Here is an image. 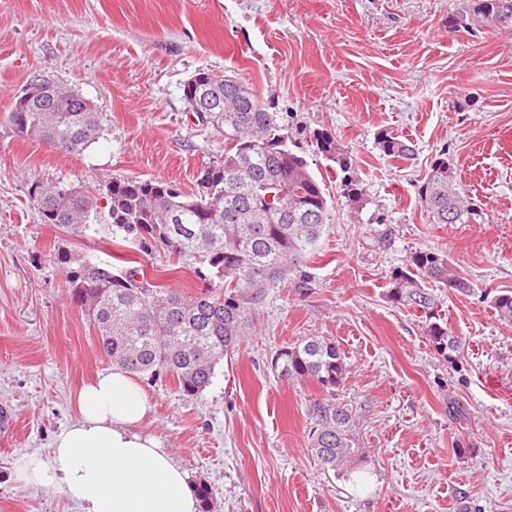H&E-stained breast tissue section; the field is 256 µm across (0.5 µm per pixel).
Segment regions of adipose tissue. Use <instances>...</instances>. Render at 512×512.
I'll return each mask as SVG.
<instances>
[{
  "label": "adipose tissue",
  "mask_w": 512,
  "mask_h": 512,
  "mask_svg": "<svg viewBox=\"0 0 512 512\" xmlns=\"http://www.w3.org/2000/svg\"><path fill=\"white\" fill-rule=\"evenodd\" d=\"M75 411L49 455L17 463V481L61 489L77 512H198L190 475L143 429L149 405L129 373L115 368L83 385Z\"/></svg>",
  "instance_id": "obj_1"
}]
</instances>
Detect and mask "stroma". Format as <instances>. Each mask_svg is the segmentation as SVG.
Instances as JSON below:
<instances>
[{
  "label": "stroma",
  "instance_id": "stroma-1",
  "mask_svg": "<svg viewBox=\"0 0 512 512\" xmlns=\"http://www.w3.org/2000/svg\"><path fill=\"white\" fill-rule=\"evenodd\" d=\"M466 0H0V512H75L58 489L16 482L25 454L48 453L73 423L77 389L110 370L89 318L69 297L56 248L108 262L136 247L42 224L37 179L86 189L157 178L184 191L223 160L224 139L183 97L198 70L237 77L283 116L332 199L331 224L308 256V288L271 291L212 384L183 396L168 377L140 376L143 429L169 448L213 512H512V324L493 298L512 291V30L452 33ZM66 84L101 114L81 155L23 139L5 121L34 77ZM331 132L358 162L363 197L344 198L313 133ZM407 140L412 167L385 157L381 130ZM447 150L470 224H434L418 187ZM445 252L468 281L433 284L459 352L444 357L422 311L393 301L391 276L412 252ZM155 285L202 283L164 255L144 259ZM336 341L347 375L336 390L286 382L281 347ZM347 410L344 463L312 455L317 404Z\"/></svg>",
  "mask_w": 512,
  "mask_h": 512
}]
</instances>
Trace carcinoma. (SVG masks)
<instances>
[{
  "instance_id": "obj_1",
  "label": "carcinoma",
  "mask_w": 512,
  "mask_h": 512,
  "mask_svg": "<svg viewBox=\"0 0 512 512\" xmlns=\"http://www.w3.org/2000/svg\"><path fill=\"white\" fill-rule=\"evenodd\" d=\"M512 26V0H467L448 20V30L467 21ZM40 94L14 100L7 120L22 137L79 155L99 138L100 115L79 93L44 79L29 87ZM184 98L201 97L211 111L197 116L224 137V159L204 168L209 185L193 194L162 179H116L103 193L109 233L145 256L161 251L205 282L194 295L152 284L143 266H118L65 249L54 262L65 271L71 300L89 317L100 351L112 366L152 377L165 375L180 392L195 397L209 387L224 356L235 351L245 329L271 291L290 280L308 286L307 254L329 224L332 204L305 156L288 148L280 113L271 112L241 82L201 70L183 85ZM318 153L336 165L345 198L362 197L351 152L326 130L313 133ZM376 144L387 157L407 164L414 149L389 130ZM28 196L43 223L82 235L91 229L98 197L63 181L34 180ZM433 224H469L479 211L461 196L446 153L436 157L418 189ZM465 290L467 281L444 254L419 250L406 269L391 276L389 295L425 313V333L441 354L460 348L437 312L426 284ZM498 316L512 322V291L493 300ZM271 369L286 381L312 379L326 389L345 380L346 364L336 343L322 336L281 348ZM311 452L332 467L348 454L351 415L319 408Z\"/></svg>"
}]
</instances>
